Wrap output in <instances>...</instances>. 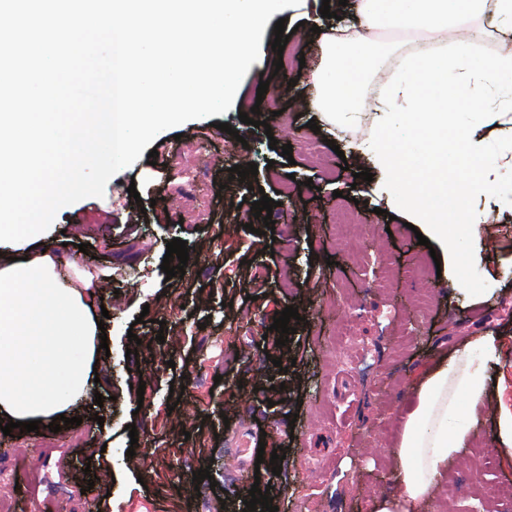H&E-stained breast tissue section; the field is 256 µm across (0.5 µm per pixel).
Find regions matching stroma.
<instances>
[{
  "instance_id": "35a3bbf8",
  "label": "stroma",
  "mask_w": 512,
  "mask_h": 512,
  "mask_svg": "<svg viewBox=\"0 0 512 512\" xmlns=\"http://www.w3.org/2000/svg\"><path fill=\"white\" fill-rule=\"evenodd\" d=\"M321 5L301 0L286 13L292 55L283 69L273 65L275 33L267 31L226 113L166 130L152 142L156 159L141 155L103 197L57 212L55 224L78 227L67 253L86 244L83 263L112 272L104 284L111 352L98 367L104 401L95 410L76 406L80 425L56 433H0V471L12 474L0 489L9 512H242L257 482L278 512H368L374 496L395 489L389 453L433 356L484 330L503 343L490 365L502 387L479 411L474 447L444 476L459 482L456 512H512V498L495 493L512 484V458L497 442L501 409L512 407V171L474 207L480 222L469 236L467 282L493 294L481 304L438 276L402 220L375 214L354 188L355 174L372 165L356 145L373 113L353 126L309 128L313 114L298 105L306 86L299 59L318 49V29L335 24ZM255 106L260 126L242 123L240 113ZM224 123L231 132L221 131ZM273 139L279 148H270ZM305 139L325 165L298 151ZM284 144L293 145L291 157L282 156ZM187 149L204 170L191 187L173 173ZM229 153L239 165L257 164V189L230 178ZM286 183L291 194L272 209L275 233L264 234L252 204ZM340 209L356 218L341 238L332 229ZM175 238L189 248L181 278L160 268ZM420 260L429 264L423 278L412 273ZM288 306L300 317L284 347L271 325ZM144 311L150 320L142 324ZM346 319L356 345L341 353L337 324ZM177 381L185 391L175 404ZM261 447L282 456L280 475L257 463ZM205 468L210 479L194 483Z\"/></svg>"
}]
</instances>
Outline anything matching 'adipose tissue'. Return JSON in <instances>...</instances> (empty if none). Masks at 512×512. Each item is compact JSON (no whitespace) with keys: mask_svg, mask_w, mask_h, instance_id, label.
Listing matches in <instances>:
<instances>
[{"mask_svg":"<svg viewBox=\"0 0 512 512\" xmlns=\"http://www.w3.org/2000/svg\"><path fill=\"white\" fill-rule=\"evenodd\" d=\"M357 15V27L322 36V63L308 80V106L355 124L359 76L377 67L385 49L369 31L431 33V43L415 47L399 73L380 86L374 109L381 120L358 147L372 153L382 175L376 193L422 226L457 282H464V228L478 221L467 203L494 192L498 173L489 160L512 169V140L496 135L500 128L512 130V49L477 56L476 34L452 43L448 31L462 18H485L502 39L512 40V0H359ZM420 138L435 157L455 140L452 163L418 166ZM103 277L43 239L18 250L0 246V423L48 424L98 391L93 368L100 358ZM499 348L497 336L487 331L434 357L390 451L397 490L373 497L369 512H418L436 498L445 467L478 436L477 409L490 392L487 365Z\"/></svg>","mask_w":512,"mask_h":512,"instance_id":"1","label":"adipose tissue"}]
</instances>
